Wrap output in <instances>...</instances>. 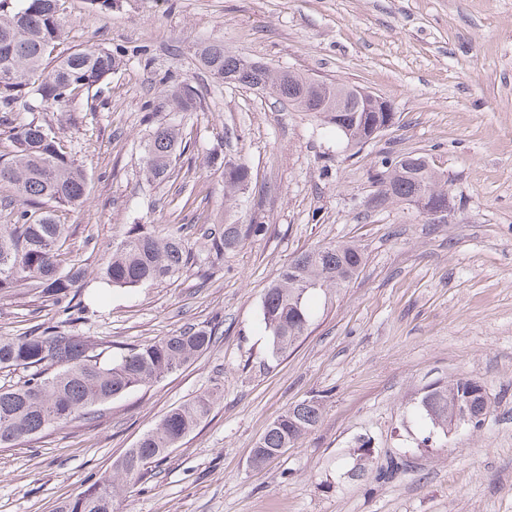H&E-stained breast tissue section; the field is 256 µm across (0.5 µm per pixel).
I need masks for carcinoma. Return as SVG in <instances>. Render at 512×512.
Instances as JSON below:
<instances>
[{
  "label": "carcinoma",
  "instance_id": "carcinoma-1",
  "mask_svg": "<svg viewBox=\"0 0 512 512\" xmlns=\"http://www.w3.org/2000/svg\"><path fill=\"white\" fill-rule=\"evenodd\" d=\"M58 0H20L7 12L0 0V104L26 112H45L65 106L81 91L100 87L116 69V58L104 49H74L53 55L63 38ZM197 60L212 80L272 93L305 112L329 120L347 147L366 144L368 125L385 122L382 112L367 111L365 90L342 82H325L290 71H273L258 61L229 55L224 42L209 41L197 50ZM172 102L181 112L196 108L194 92L184 86ZM341 112H336V108ZM12 151L0 157V184L14 187L12 224H0V295L25 288L61 306L71 289L85 278V269L60 266L67 240L65 225L44 207L52 202L75 205L83 199L87 177L81 165L62 150L55 129L31 119L8 127ZM179 148L173 126H159L143 145L150 179L170 177ZM376 203L389 200L411 205L423 193L448 200L447 181L422 156L381 157ZM250 174L243 164L224 168V189L233 199L244 193ZM265 231L262 224H221L204 231L209 251L221 256L235 251ZM194 259L192 248L178 233L160 239L137 225L112 252L103 280L115 288H136L175 277ZM365 262L355 243L325 245L301 253L282 266L262 301V317L274 357L288 352L312 322L308 297L323 288L340 291L356 277ZM216 340V327H188L178 334L144 344L114 361L99 344L65 333L0 338V370L23 369L29 378L15 388H0V447L66 423L91 408L146 386L206 352ZM204 395L169 411L152 430L112 464L111 474L77 493L58 512H115L120 490L139 480L148 465L166 456L213 408ZM466 407L469 426L477 429L492 401L479 382L460 378L448 386L424 392L421 414L433 429L448 435L457 411ZM323 414L321 401L311 398L290 407L259 440L255 464L275 457L316 428Z\"/></svg>",
  "mask_w": 512,
  "mask_h": 512
}]
</instances>
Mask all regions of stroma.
Wrapping results in <instances>:
<instances>
[{"instance_id": "35a3bbf8", "label": "stroma", "mask_w": 512, "mask_h": 512, "mask_svg": "<svg viewBox=\"0 0 512 512\" xmlns=\"http://www.w3.org/2000/svg\"><path fill=\"white\" fill-rule=\"evenodd\" d=\"M62 52L104 48L118 66L96 109L85 98L45 113L82 165L88 193L57 206L76 322L20 289L0 296V337L46 327L113 357L190 326L213 346L179 370L98 406L94 417L0 447V512H56L112 471L166 413L211 392V414L116 499V512H512V0H60ZM229 54L366 88L394 126L362 149L268 93L214 82L196 58ZM197 107L177 111L173 88ZM184 151L150 181L142 145L159 125ZM417 155L443 172L455 218L372 205L380 156ZM250 170L236 203L224 163ZM262 224L264 235L210 255L203 229ZM183 230L194 261L175 278L105 288L103 269L132 225ZM354 242L365 265L346 288L311 298L308 334L272 357L262 300L283 265L310 248ZM469 378L493 406L482 427L443 437L421 416L425 388ZM321 422L256 469L270 424L311 397ZM375 451L388 479L349 477L350 452Z\"/></svg>"}]
</instances>
